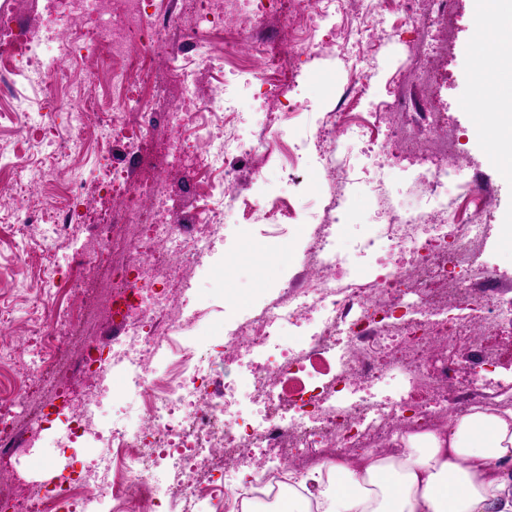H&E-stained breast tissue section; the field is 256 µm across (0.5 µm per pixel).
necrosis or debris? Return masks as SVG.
I'll use <instances>...</instances> for the list:
<instances>
[{
	"label": "necrosis or debris",
	"mask_w": 512,
	"mask_h": 512,
	"mask_svg": "<svg viewBox=\"0 0 512 512\" xmlns=\"http://www.w3.org/2000/svg\"><path fill=\"white\" fill-rule=\"evenodd\" d=\"M387 0H6L0 6V69L42 96L65 94L72 103L66 135L69 156L86 154L87 129L97 143L122 142L138 153L154 142L159 160L129 172L106 167L89 199L57 203L58 220L44 223L43 199L9 184L17 213L27 214L47 242L64 240L80 214L93 232L76 267L88 285L80 302L67 301V278L48 276L43 291L57 309L30 325L34 347L22 393L0 413V512H243L262 502L277 512L288 493L289 468L309 460L387 455L396 438L444 430L458 414L451 401L459 365L482 373L497 353L477 327L512 325V300L488 317L479 297L491 276L469 261L484 239L492 196L458 180L470 161L436 107L410 109L423 86L456 49L457 0H397L414 37L393 100H368L360 121L347 112L323 113L316 145L282 144L279 127L299 114L285 102L303 56L317 46L324 24L342 23L343 45L364 51L377 32ZM25 30H17L18 18ZM224 32L204 42L201 26ZM278 29L286 52L267 34ZM249 47L268 112L255 139L243 137L240 102L227 66ZM77 65L79 85L63 84L61 62ZM219 79L223 93H202L201 75ZM418 160L413 182L429 207L394 213L386 162L370 181L375 207L389 220L358 238L352 253L336 244V215L357 176L343 139L366 140L375 129ZM317 149L326 183L320 220L313 223L295 271L259 313L224 338L229 374L216 381L187 329L184 296L197 278L226 217L243 214L275 237L274 221L290 208L278 195L254 196L229 165L233 154L298 165ZM26 173L29 182L69 183L66 163L32 165L27 153L0 148V171ZM464 223H456L458 203ZM369 260L371 272L356 270ZM120 326L113 343L99 340L102 324ZM303 332L288 346L283 329ZM398 389L386 394L385 378ZM86 383L94 396L77 400ZM129 398L135 421L102 426L98 392ZM247 402L248 416L230 417ZM64 430L60 448L92 443L97 452L63 480H36L15 467L43 439L45 423Z\"/></svg>",
	"instance_id": "1"
}]
</instances>
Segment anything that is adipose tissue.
Segmentation results:
<instances>
[{
  "label": "adipose tissue",
  "instance_id": "ef3b65f1",
  "mask_svg": "<svg viewBox=\"0 0 512 512\" xmlns=\"http://www.w3.org/2000/svg\"><path fill=\"white\" fill-rule=\"evenodd\" d=\"M476 18L484 33L471 79L479 85L484 68L512 71L499 51L512 36V0H476ZM400 448L395 457L289 472L295 491L278 512H512V410L471 408L447 433L408 435Z\"/></svg>",
  "mask_w": 512,
  "mask_h": 512
}]
</instances>
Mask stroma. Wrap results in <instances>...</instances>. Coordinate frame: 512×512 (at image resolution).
Returning <instances> with one entry per match:
<instances>
[{
  "mask_svg": "<svg viewBox=\"0 0 512 512\" xmlns=\"http://www.w3.org/2000/svg\"><path fill=\"white\" fill-rule=\"evenodd\" d=\"M474 12L475 0H458L459 48L443 70L441 105L448 113L449 124L460 132L462 149L471 157L466 177L488 188L495 199L494 217L480 247V258L492 269L494 279L512 282V236L505 230L512 220V176L506 175L503 164L491 161L486 141L471 136L473 126L482 120V104L473 97L469 81ZM386 24L396 29V37L386 41L375 57L361 62L357 72H350L336 54L304 58L293 89L304 113L281 125L282 141L315 136L320 113L340 107L353 113L365 111L362 93L385 99L395 92L405 44L411 35L394 13H387ZM340 148L361 173L360 182L350 189V202L340 220L339 243L348 251L369 225L383 223L384 218L373 208L369 195L368 181L378 162L376 153L370 151L368 143L357 140L344 141ZM264 176L269 188L291 201L292 209L278 216L279 236L272 241L261 228H254L244 237L237 225H225L223 244L208 258L196 286L187 293V311L205 313L203 322L191 331L199 343L220 342L236 321L253 313L266 279L284 266V247L300 246L308 223L321 209V176L316 162L288 171L269 165ZM89 231V225L76 223L65 244L54 250L40 239L36 225L13 218L0 220L1 339L28 344L26 321L43 318L52 310L50 301L38 293L44 278L55 271H71L69 259ZM15 278L27 279L32 294L15 296L11 290Z\"/></svg>",
  "mask_w": 512,
  "mask_h": 512,
  "instance_id": "obj_1",
  "label": "stroma"
}]
</instances>
